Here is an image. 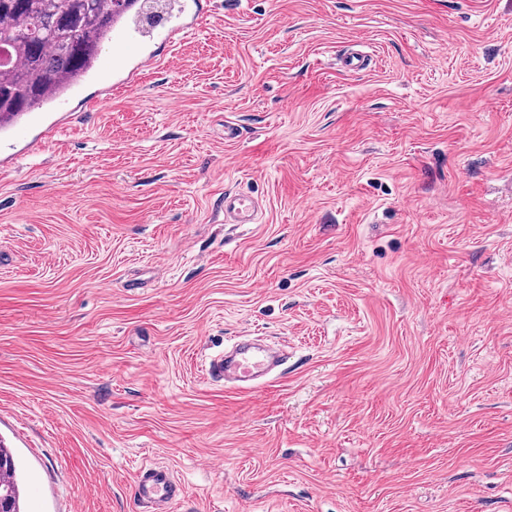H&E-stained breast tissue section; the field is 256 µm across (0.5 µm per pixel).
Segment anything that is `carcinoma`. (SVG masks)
<instances>
[{"label":"carcinoma","mask_w":512,"mask_h":512,"mask_svg":"<svg viewBox=\"0 0 512 512\" xmlns=\"http://www.w3.org/2000/svg\"><path fill=\"white\" fill-rule=\"evenodd\" d=\"M137 0H0V126L55 101L83 81L112 22ZM0 504L25 512L21 471L0 439Z\"/></svg>","instance_id":"cac0c4a2"}]
</instances>
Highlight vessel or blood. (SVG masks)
Wrapping results in <instances>:
<instances>
[{
  "label": "vessel or blood",
  "mask_w": 512,
  "mask_h": 512,
  "mask_svg": "<svg viewBox=\"0 0 512 512\" xmlns=\"http://www.w3.org/2000/svg\"><path fill=\"white\" fill-rule=\"evenodd\" d=\"M112 56L102 59L100 72H111L114 88L126 91L138 85V75L154 55L145 46V34L139 26L116 25L113 31ZM258 200L248 192L224 195V221L228 224L254 223ZM283 351L253 339H240L210 358L207 375L210 379L242 388L269 380L284 364ZM135 494L147 512H171L183 495L182 485L172 471L163 465L139 469L134 482Z\"/></svg>",
  "instance_id": "b4317fda"
}]
</instances>
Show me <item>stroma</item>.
<instances>
[{
    "instance_id": "1",
    "label": "stroma",
    "mask_w": 512,
    "mask_h": 512,
    "mask_svg": "<svg viewBox=\"0 0 512 512\" xmlns=\"http://www.w3.org/2000/svg\"><path fill=\"white\" fill-rule=\"evenodd\" d=\"M194 2L133 93L0 139L27 512H145L154 463L172 512H512V0ZM242 336L288 349L246 392ZM259 201L248 192L224 194V221L226 224H254ZM283 351L253 339H238L224 351L210 358V379L242 388L269 380L285 363ZM135 494L147 512H169L183 495L182 485L163 465L144 466L136 474Z\"/></svg>"
}]
</instances>
